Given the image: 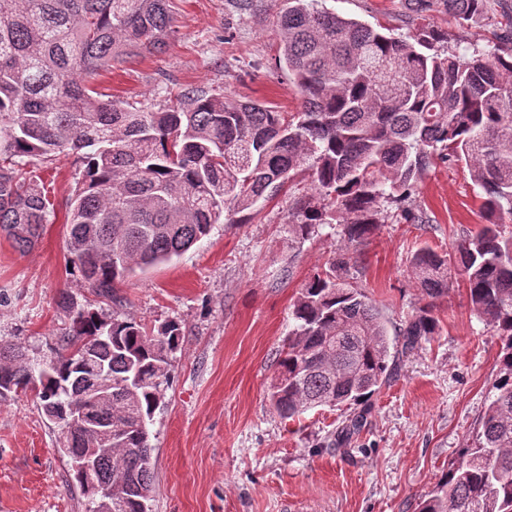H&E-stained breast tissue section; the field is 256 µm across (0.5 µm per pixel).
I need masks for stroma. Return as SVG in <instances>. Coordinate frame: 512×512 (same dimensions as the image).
<instances>
[{
  "mask_svg": "<svg viewBox=\"0 0 512 512\" xmlns=\"http://www.w3.org/2000/svg\"><path fill=\"white\" fill-rule=\"evenodd\" d=\"M174 3L170 45L97 76L92 85L100 99L158 110L191 85L298 111L299 90L278 64L275 0ZM323 5L400 34L420 24L435 27L461 54L493 47L512 16V0H500L496 17L465 27L445 13L414 17L402 0ZM36 168L58 210L29 251L0 233V341L50 359L70 322L57 305L64 290L79 304L134 319L150 334L168 321L180 323L171 383L149 426L152 512H417L463 449L474 446L500 375L501 341L465 288L453 286L429 301L410 266L417 250L449 251L480 228V189L465 163L438 162L424 174L408 203L424 225L397 221V207L389 206L385 223L358 250L353 283L389 328L429 305L439 331L399 357L393 379L371 399L366 427L341 448L329 441L346 410L316 408L284 420L269 398L275 362L294 326L293 301L343 246L332 224L303 239L288 232L294 200L312 192L308 174L296 175L246 223L226 216L179 258L115 283L108 303L79 287L67 265L63 204L78 166L61 155ZM60 442L57 426L31 398L0 402V512H86Z\"/></svg>",
  "mask_w": 512,
  "mask_h": 512,
  "instance_id": "stroma-1",
  "label": "stroma"
}]
</instances>
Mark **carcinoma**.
Returning a JSON list of instances; mask_svg holds the SVG:
<instances>
[{
	"instance_id": "cac0c4a2",
	"label": "carcinoma",
	"mask_w": 512,
	"mask_h": 512,
	"mask_svg": "<svg viewBox=\"0 0 512 512\" xmlns=\"http://www.w3.org/2000/svg\"><path fill=\"white\" fill-rule=\"evenodd\" d=\"M404 3L419 17L438 10L461 25L488 18L494 5ZM280 4L279 67L302 97L288 118L192 86L158 111L96 96L94 76L169 45L172 0H0V232L18 250L34 247L56 207L22 166L76 156L83 170L66 203L68 260L81 287L110 301L117 281L180 256L224 213L254 211L300 172H309L314 193L295 201L292 235L335 224L355 248L432 164L466 163L485 224L448 253L418 250L410 265L432 300L462 278L471 306L502 341L500 376L477 443L418 512H512V231L503 224L512 217V18L499 46L459 54L441 49L448 35L430 26L404 36L341 17L321 0ZM356 263L340 253L301 289L270 392L285 419L360 407L336 433L338 445L360 430L371 398L389 383L391 346L404 354L438 331L422 310L390 334L348 281ZM59 303L70 325L38 389L27 391L25 347L0 345V401L29 395L44 416H56L69 458L98 449L90 476L72 471L88 503L94 487L110 484L120 512H150L148 426L169 388L181 328L168 322L149 335L67 292ZM96 387L90 425L70 420L69 404Z\"/></svg>"
}]
</instances>
